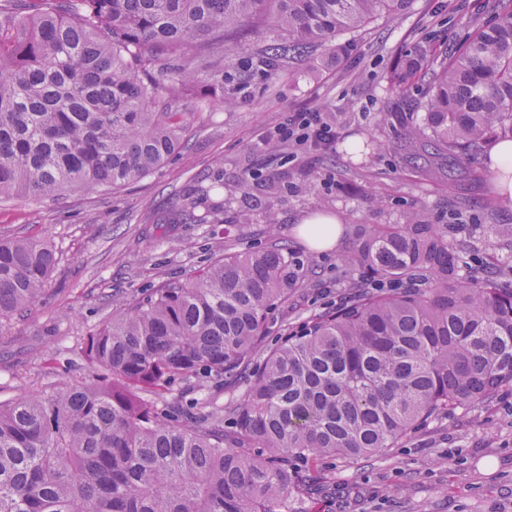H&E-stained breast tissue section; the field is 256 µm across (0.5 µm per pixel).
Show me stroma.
Here are the masks:
<instances>
[{
  "mask_svg": "<svg viewBox=\"0 0 512 512\" xmlns=\"http://www.w3.org/2000/svg\"><path fill=\"white\" fill-rule=\"evenodd\" d=\"M414 0L393 21L382 19L354 35L347 62H325L318 73L258 82L237 107L195 122L183 147L159 170L118 189L73 188L41 201L0 202V235L50 240L57 263L40 301L14 316L0 334V401L58 387L84 376L77 347L95 325L112 316V297H140L169 280H184L217 255L265 245L263 214L274 208L279 231L303 261L281 323L299 326L315 313L351 297L354 271L339 257L357 224H400L424 214L432 224L458 218L452 242L458 275L485 264L512 288V204L500 202L491 180L468 175L428 180L405 159L377 150L349 157L345 147L366 139H395L403 128L382 124L395 111L389 90L398 57L413 45L454 47L480 0ZM322 112L335 127L333 152L309 153L290 141L268 150L264 139L291 113ZM224 166L220 224H174L183 198L195 194L216 164ZM261 170L269 188L245 190L241 175ZM337 219L344 234L333 249L312 250L299 236L313 214ZM232 233H225V225ZM323 472L336 479L338 499L319 492L294 496L295 512H512V392L453 410L419 428L403 447L370 459L327 458Z\"/></svg>",
  "mask_w": 512,
  "mask_h": 512,
  "instance_id": "1",
  "label": "stroma"
}]
</instances>
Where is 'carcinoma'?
Returning <instances> with one entry per match:
<instances>
[{
	"mask_svg": "<svg viewBox=\"0 0 512 512\" xmlns=\"http://www.w3.org/2000/svg\"><path fill=\"white\" fill-rule=\"evenodd\" d=\"M412 2L0 0V199L143 178L184 145L186 96L201 112L231 108L256 79L315 64L336 35ZM485 13L453 52L418 47L392 72L417 115L395 149L410 162L433 148L416 166L425 177L444 158L475 171L512 141V0H487ZM221 208L203 189L179 220L216 224ZM269 236L117 304L80 347L82 380L0 402V512H288L290 485L306 487L297 466L379 456L512 388V288L486 267L458 276L448 225L419 214L357 225L344 262L369 289L255 363L301 272ZM56 261L45 240L0 238V326L40 299ZM239 375L222 419L184 399Z\"/></svg>",
	"mask_w": 512,
	"mask_h": 512,
	"instance_id": "carcinoma-1",
	"label": "carcinoma"
}]
</instances>
